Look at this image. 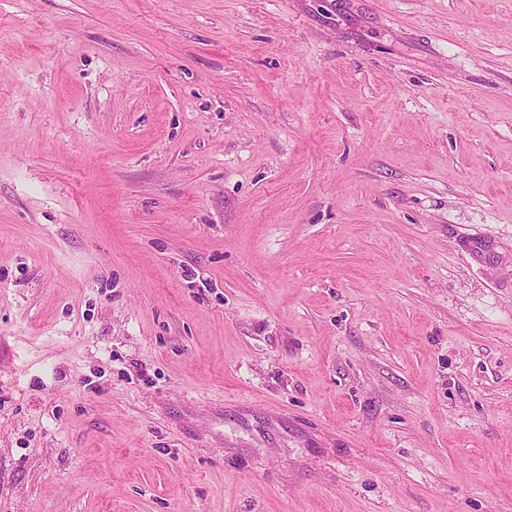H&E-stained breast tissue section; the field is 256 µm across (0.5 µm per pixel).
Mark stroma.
Returning <instances> with one entry per match:
<instances>
[{"label": "stroma", "mask_w": 512, "mask_h": 512, "mask_svg": "<svg viewBox=\"0 0 512 512\" xmlns=\"http://www.w3.org/2000/svg\"><path fill=\"white\" fill-rule=\"evenodd\" d=\"M0 512H512V0H0Z\"/></svg>", "instance_id": "1"}]
</instances>
